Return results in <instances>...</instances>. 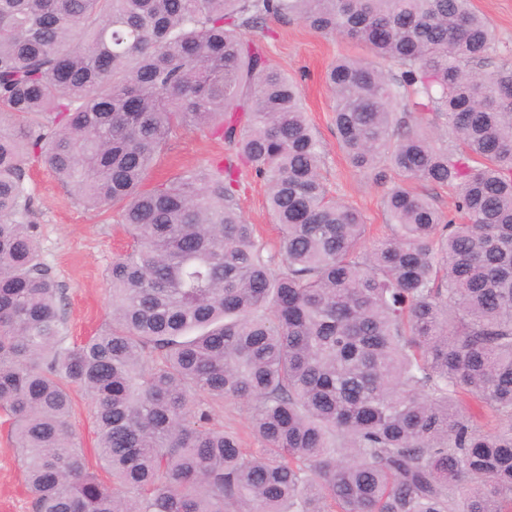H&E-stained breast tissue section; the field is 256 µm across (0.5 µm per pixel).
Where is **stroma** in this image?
<instances>
[{
	"instance_id": "obj_1",
	"label": "stroma",
	"mask_w": 512,
	"mask_h": 512,
	"mask_svg": "<svg viewBox=\"0 0 512 512\" xmlns=\"http://www.w3.org/2000/svg\"><path fill=\"white\" fill-rule=\"evenodd\" d=\"M474 8L491 24L500 49L512 53V0H472ZM260 45L270 61L300 82L303 102L318 137L325 145L323 176L330 193L357 209L379 235L385 222L383 197L395 179L387 173L376 181L373 174L353 168L346 159L332 125L335 102L323 75L340 56L366 58L368 50L341 35H325L303 21L275 28L274 36ZM226 147L204 130L182 131L172 137L152 167L146 184L154 186L187 170L224 157ZM26 184L32 197L31 219L39 226L44 261L64 292V316L69 342H76L105 327L111 320L105 270L113 256L124 251L129 238L113 212L87 209L49 171L26 166ZM249 223L257 225L268 244L277 234L266 208V187L246 178L238 200ZM0 512H32L24 486L18 453L9 424L0 413Z\"/></svg>"
}]
</instances>
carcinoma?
I'll use <instances>...</instances> for the list:
<instances>
[{
    "mask_svg": "<svg viewBox=\"0 0 512 512\" xmlns=\"http://www.w3.org/2000/svg\"><path fill=\"white\" fill-rule=\"evenodd\" d=\"M271 19L370 52L326 74L351 165L399 177L370 247L246 39ZM0 115V409L33 512H512V61L470 0H0ZM192 128L264 182L275 247L231 160L145 188ZM26 157L132 239L111 323L71 346ZM229 399L261 447L215 424ZM413 186L418 193L427 195L439 210L447 214L452 210L456 195L453 189L425 182L414 183ZM72 398L74 405L71 422L81 442V448L95 465V434L88 400L84 393L77 389L73 390Z\"/></svg>",
    "mask_w": 512,
    "mask_h": 512,
    "instance_id": "cac0c4a2",
    "label": "carcinoma"
}]
</instances>
